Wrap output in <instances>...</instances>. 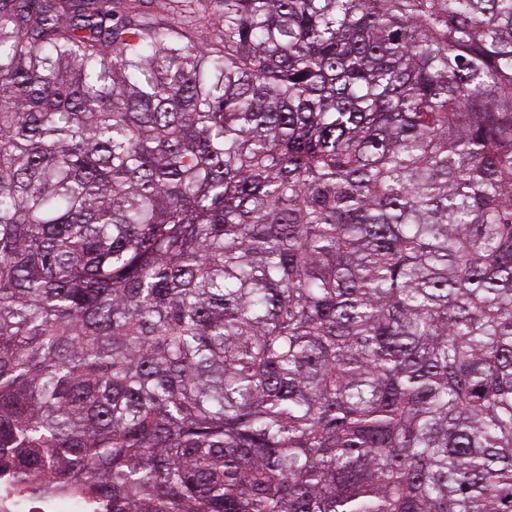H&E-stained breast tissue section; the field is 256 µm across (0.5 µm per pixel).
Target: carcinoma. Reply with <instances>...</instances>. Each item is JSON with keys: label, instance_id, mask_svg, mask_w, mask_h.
<instances>
[{"label": "carcinoma", "instance_id": "carcinoma-1", "mask_svg": "<svg viewBox=\"0 0 512 512\" xmlns=\"http://www.w3.org/2000/svg\"><path fill=\"white\" fill-rule=\"evenodd\" d=\"M0 0V470L92 512H512V0Z\"/></svg>", "mask_w": 512, "mask_h": 512}]
</instances>
